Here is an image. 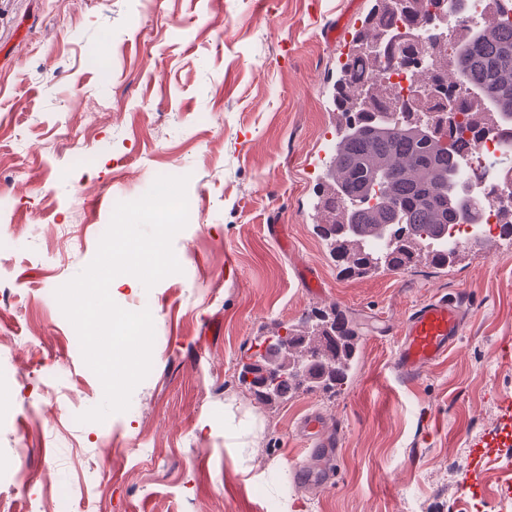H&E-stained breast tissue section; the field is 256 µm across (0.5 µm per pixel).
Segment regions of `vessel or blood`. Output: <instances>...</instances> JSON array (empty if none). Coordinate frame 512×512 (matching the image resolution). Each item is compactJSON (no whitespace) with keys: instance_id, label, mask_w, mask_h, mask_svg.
<instances>
[{"instance_id":"vessel-or-blood-1","label":"vessel or blood","mask_w":512,"mask_h":512,"mask_svg":"<svg viewBox=\"0 0 512 512\" xmlns=\"http://www.w3.org/2000/svg\"><path fill=\"white\" fill-rule=\"evenodd\" d=\"M465 324L463 302L459 296H438L416 307L396 331L394 369L412 375L445 358L460 339ZM298 433L310 448H331L334 434L328 433L321 414L304 416Z\"/></svg>"}]
</instances>
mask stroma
<instances>
[{"mask_svg":"<svg viewBox=\"0 0 512 512\" xmlns=\"http://www.w3.org/2000/svg\"><path fill=\"white\" fill-rule=\"evenodd\" d=\"M373 0H0V478L9 512L73 495V512H499L496 462L512 456V242L445 270L340 279L308 201L336 138L325 79ZM93 156L72 165L74 147ZM199 221L173 239L181 273L114 301L149 310L152 368L111 435L77 417L103 387L51 296L94 258L115 205L171 168ZM288 227V242L269 224ZM233 255V270L224 258ZM324 282L313 295L299 271ZM466 302L447 360L392 370L399 323L441 295ZM361 325L336 394L259 404L237 364L256 336L312 310ZM262 421L255 447L224 445V405ZM333 423V459L306 453L297 421ZM479 481L460 486L463 462ZM333 467L327 485L307 476Z\"/></svg>","mask_w":512,"mask_h":512,"instance_id":"obj_1","label":"stroma"}]
</instances>
